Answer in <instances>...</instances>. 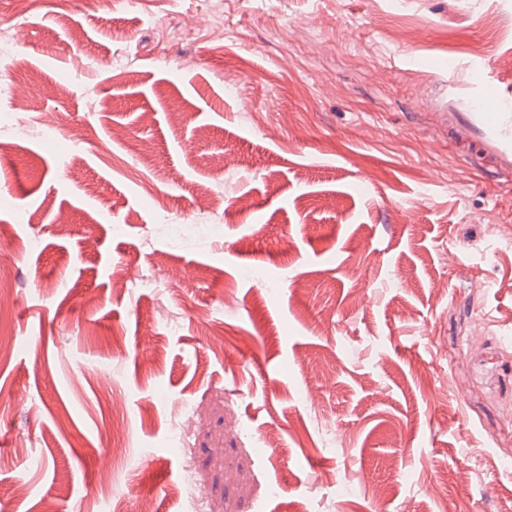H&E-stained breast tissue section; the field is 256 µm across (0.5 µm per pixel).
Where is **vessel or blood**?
<instances>
[{"label":"vessel or blood","instance_id":"1","mask_svg":"<svg viewBox=\"0 0 512 512\" xmlns=\"http://www.w3.org/2000/svg\"><path fill=\"white\" fill-rule=\"evenodd\" d=\"M450 143L463 146L491 176H512V73L478 57L448 60L436 103Z\"/></svg>","mask_w":512,"mask_h":512}]
</instances>
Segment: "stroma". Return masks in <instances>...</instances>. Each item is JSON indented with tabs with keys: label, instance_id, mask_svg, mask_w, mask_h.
<instances>
[{
	"label": "stroma",
	"instance_id": "1",
	"mask_svg": "<svg viewBox=\"0 0 512 512\" xmlns=\"http://www.w3.org/2000/svg\"><path fill=\"white\" fill-rule=\"evenodd\" d=\"M7 37L0 512H512V184L430 101L512 69V0H0Z\"/></svg>",
	"mask_w": 512,
	"mask_h": 512
}]
</instances>
